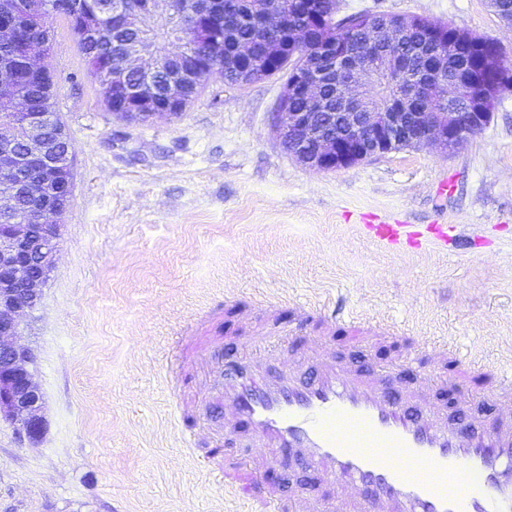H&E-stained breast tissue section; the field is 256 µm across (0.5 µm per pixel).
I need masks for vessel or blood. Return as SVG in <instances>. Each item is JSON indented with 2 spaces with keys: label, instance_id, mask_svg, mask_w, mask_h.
<instances>
[{
  "label": "vessel or blood",
  "instance_id": "1",
  "mask_svg": "<svg viewBox=\"0 0 512 512\" xmlns=\"http://www.w3.org/2000/svg\"><path fill=\"white\" fill-rule=\"evenodd\" d=\"M390 248L417 240L408 224H371ZM285 348L292 336L206 345L205 413L223 418L212 435L183 431L185 448L217 470L225 491L247 512H309L306 490L268 486L270 469L289 464L311 475L321 512H512V370H498L488 392L492 425L471 418V397L454 410L461 432L437 403L443 381L433 374L391 384L374 368L355 367L324 349L313 366L275 367L261 350Z\"/></svg>",
  "mask_w": 512,
  "mask_h": 512
}]
</instances>
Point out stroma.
Returning a JSON list of instances; mask_svg holds the SVG:
<instances>
[{"instance_id": "obj_1", "label": "stroma", "mask_w": 512, "mask_h": 512, "mask_svg": "<svg viewBox=\"0 0 512 512\" xmlns=\"http://www.w3.org/2000/svg\"><path fill=\"white\" fill-rule=\"evenodd\" d=\"M360 11L469 30L512 66V27L486 0H341V15ZM50 26L47 67L74 181L54 271L22 317L47 429L24 444L0 420V512H241L179 442L166 377L177 334L200 383L199 348L214 336L296 326L334 337L341 355L348 325L293 308L341 300L399 325L355 343L373 361L415 353L423 372L473 393L512 365V91L453 151L421 146L318 171L276 137L280 77L229 87L216 74L180 117L129 124L108 107L67 21ZM451 179L455 193H441ZM397 221L451 224L466 242L391 250L364 232ZM433 338L460 346L468 369L424 355Z\"/></svg>"}]
</instances>
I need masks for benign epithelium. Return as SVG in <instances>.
Wrapping results in <instances>:
<instances>
[{"label": "benign epithelium", "mask_w": 512, "mask_h": 512, "mask_svg": "<svg viewBox=\"0 0 512 512\" xmlns=\"http://www.w3.org/2000/svg\"><path fill=\"white\" fill-rule=\"evenodd\" d=\"M173 4L174 0H144L141 10L133 12L116 0H97L95 8L73 13L70 22L74 31L90 35L99 32L105 19L119 14L127 27L135 29L143 16L169 18ZM222 14L223 0H201L190 16V23L204 27ZM11 15L8 2L0 0V41L14 44L25 53L28 76L21 79L12 68L0 64V94L8 98L12 108L7 118H0V419L15 427L21 441L34 443L42 438L46 428L43 395L32 372L33 351L13 338L20 335L21 322L17 316L39 305L41 289L54 269L60 233L59 224L52 217L61 214L69 204L74 173L71 151L62 157L57 154L55 145L68 142L69 136L63 124H53L56 115L50 111V101L34 111L28 97L29 82L47 70L45 61L52 56L54 44L38 27L28 32L14 26ZM263 28L272 39L271 46L280 55H288L289 36L293 35L288 13L266 15ZM427 34L436 46L439 60L457 56L472 38L458 27L451 35L445 28L431 27ZM236 50L250 72L272 73L262 64L264 55L258 54L252 43L238 41ZM357 55L350 66L340 67L336 97L351 111L339 114V130L334 134L321 136L312 129L314 110L323 104L322 85L316 78L298 74L284 85L278 102L276 136L281 143L293 142L296 148L290 156L311 169L348 168L425 145L452 151L484 130L501 87L512 82L494 52L489 51L482 59L483 90L467 102L463 111L454 105L462 85L450 84L443 78L436 81L437 96L443 104L438 112L413 110L410 97L383 98L373 108L367 104L363 90L376 80L378 72L395 67V58L371 63L368 51H359ZM98 72L111 78L102 86L103 95L110 98L115 92L120 94L131 123L140 122L145 115H169L184 101L185 73L162 71L160 61L138 41L129 42L118 54L108 55ZM132 74L148 82L160 78L166 82L165 90L156 97L145 96L136 82L130 80ZM298 99L305 100L312 111L295 110ZM32 168L41 172L40 200L36 204L21 203L18 194L26 187V175Z\"/></svg>", "instance_id": "obj_1"}]
</instances>
